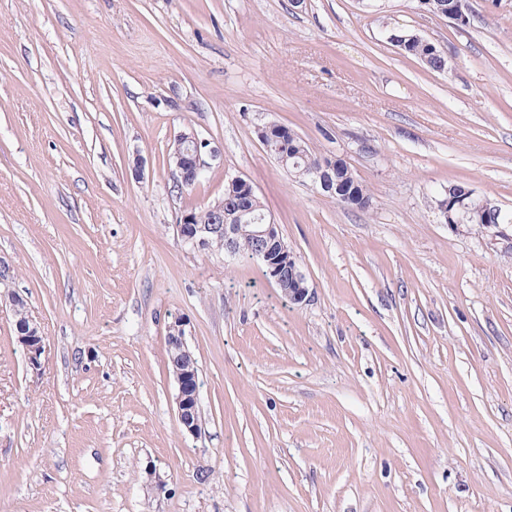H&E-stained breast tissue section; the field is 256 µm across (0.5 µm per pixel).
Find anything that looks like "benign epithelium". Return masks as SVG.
Here are the masks:
<instances>
[{
  "label": "benign epithelium",
  "instance_id": "obj_1",
  "mask_svg": "<svg viewBox=\"0 0 512 512\" xmlns=\"http://www.w3.org/2000/svg\"><path fill=\"white\" fill-rule=\"evenodd\" d=\"M179 150L169 157L172 172L177 174L174 184L179 188L193 186L207 168L205 156L217 157L210 142L192 130L182 131L176 136ZM336 169V158L332 157L311 171V182L324 192L334 193L331 172ZM439 210L445 223L454 229H460L462 222L455 218L461 211L472 210L486 218V223L494 229L509 224L502 209L488 200L473 195L450 196L439 201ZM208 218L198 220V213L191 210L182 217L177 225V234L183 244L194 249L209 248L213 237L224 239V252L237 254L242 248L239 221L249 211L226 209L219 205L208 207ZM253 259L261 262L269 279L281 289L283 295L294 304L304 302L309 295L307 279L297 257L287 252L279 225L270 218L262 216L253 225L250 240L247 243ZM18 342L22 345L27 363L33 369L41 366V357L45 351L41 329L31 318H26L22 330L18 331ZM168 360L173 365V377L177 386L175 397L177 419L187 433L196 435L201 431L199 369L185 338V323L178 317L168 326Z\"/></svg>",
  "mask_w": 512,
  "mask_h": 512
}]
</instances>
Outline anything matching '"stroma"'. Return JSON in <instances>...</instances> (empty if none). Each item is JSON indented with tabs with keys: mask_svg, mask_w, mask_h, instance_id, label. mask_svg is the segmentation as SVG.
I'll list each match as a JSON object with an SVG mask.
<instances>
[{
	"mask_svg": "<svg viewBox=\"0 0 512 512\" xmlns=\"http://www.w3.org/2000/svg\"><path fill=\"white\" fill-rule=\"evenodd\" d=\"M0 0V512H512V0ZM437 44V73L388 40ZM276 122L367 208L271 157ZM194 130L219 155L172 192ZM249 180L306 275L175 226ZM41 327L31 369L12 298ZM186 322L202 427L177 421ZM331 157L323 161L319 168L312 169L311 182L328 192L336 201L347 207L365 208L369 205V196L364 186L354 177L346 162L340 158ZM336 169V190L334 191L331 172ZM470 191L462 185H451L448 188V195L455 192L457 195H463ZM473 194L467 196H448L439 201L438 207L445 220V224L460 230V226L464 224L455 215L461 211L472 210L479 216L488 218L485 220L486 224H490V228L499 229L502 224L512 223V219H508L503 213L502 209L488 200H481L473 197ZM474 204H476L474 206Z\"/></svg>",
	"mask_w": 512,
	"mask_h": 512,
	"instance_id": "obj_1",
	"label": "stroma"
}]
</instances>
